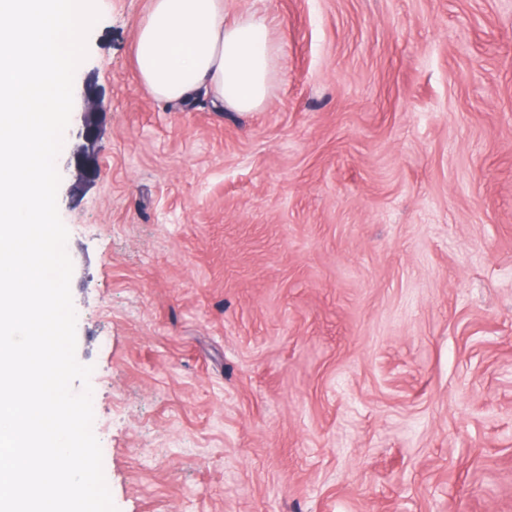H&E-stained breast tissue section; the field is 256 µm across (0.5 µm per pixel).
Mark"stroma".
<instances>
[{"mask_svg": "<svg viewBox=\"0 0 512 512\" xmlns=\"http://www.w3.org/2000/svg\"><path fill=\"white\" fill-rule=\"evenodd\" d=\"M96 0L56 166L117 512H512V0H227L256 112L141 83ZM107 112L100 98L85 93L84 111L80 113L81 128L77 137L82 140L73 150L76 183L90 181L98 175L100 160L96 150V122Z\"/></svg>", "mask_w": 512, "mask_h": 512, "instance_id": "obj_1", "label": "stroma"}]
</instances>
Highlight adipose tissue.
Wrapping results in <instances>:
<instances>
[{"label":"adipose tissue","instance_id":"ef3b65f1","mask_svg":"<svg viewBox=\"0 0 512 512\" xmlns=\"http://www.w3.org/2000/svg\"><path fill=\"white\" fill-rule=\"evenodd\" d=\"M267 23L256 12L228 17L225 0H149L135 39L140 80L163 101L209 89L234 111H258L277 74Z\"/></svg>","mask_w":512,"mask_h":512}]
</instances>
